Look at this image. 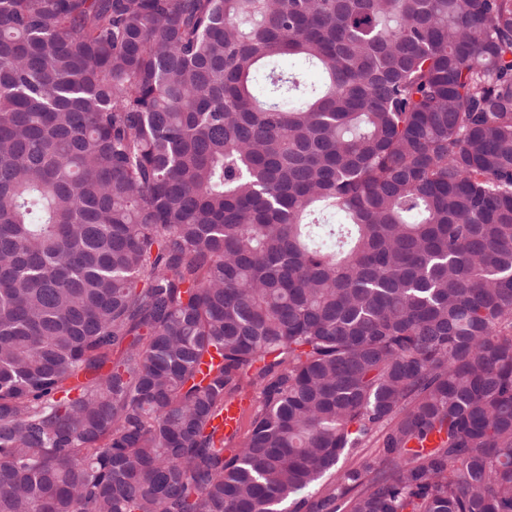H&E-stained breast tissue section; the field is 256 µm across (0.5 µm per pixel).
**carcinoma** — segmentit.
<instances>
[{"mask_svg":"<svg viewBox=\"0 0 512 512\" xmlns=\"http://www.w3.org/2000/svg\"><path fill=\"white\" fill-rule=\"evenodd\" d=\"M0 512H512V0H0Z\"/></svg>","mask_w":512,"mask_h":512,"instance_id":"cac0c4a2","label":"carcinoma"}]
</instances>
